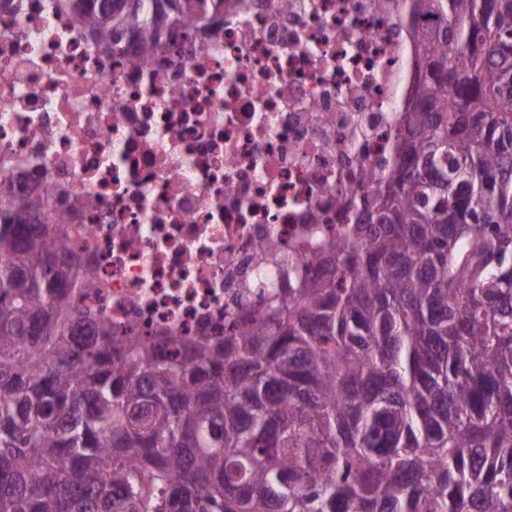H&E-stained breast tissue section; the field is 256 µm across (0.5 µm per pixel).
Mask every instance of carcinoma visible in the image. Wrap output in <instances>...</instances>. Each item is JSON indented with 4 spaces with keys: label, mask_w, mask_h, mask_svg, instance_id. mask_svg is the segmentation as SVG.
Here are the masks:
<instances>
[{
    "label": "carcinoma",
    "mask_w": 512,
    "mask_h": 512,
    "mask_svg": "<svg viewBox=\"0 0 512 512\" xmlns=\"http://www.w3.org/2000/svg\"><path fill=\"white\" fill-rule=\"evenodd\" d=\"M184 0H84L145 52ZM425 74L325 270L172 348L80 311L41 200L0 189V512H512V0H417Z\"/></svg>",
    "instance_id": "carcinoma-1"
}]
</instances>
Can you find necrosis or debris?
I'll use <instances>...</instances> for the list:
<instances>
[{"instance_id": "4bbe7bcc", "label": "necrosis or debris", "mask_w": 512, "mask_h": 512, "mask_svg": "<svg viewBox=\"0 0 512 512\" xmlns=\"http://www.w3.org/2000/svg\"><path fill=\"white\" fill-rule=\"evenodd\" d=\"M65 0H0V175L63 216L124 336L206 341L314 275L421 78L415 0H224L123 53Z\"/></svg>"}]
</instances>
